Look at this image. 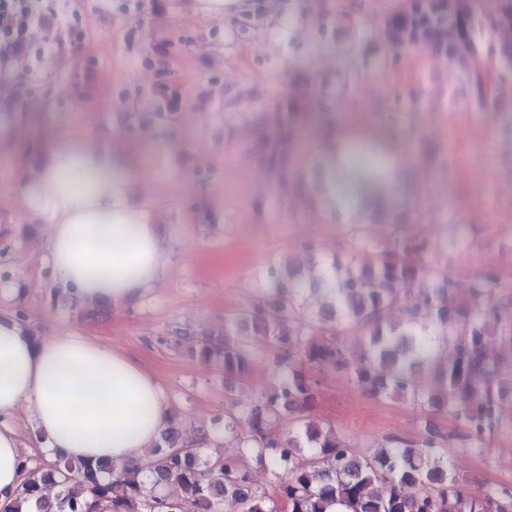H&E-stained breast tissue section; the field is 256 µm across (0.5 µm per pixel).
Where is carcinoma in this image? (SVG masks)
Here are the masks:
<instances>
[{
  "mask_svg": "<svg viewBox=\"0 0 512 512\" xmlns=\"http://www.w3.org/2000/svg\"><path fill=\"white\" fill-rule=\"evenodd\" d=\"M462 26L456 0L439 4L421 0L407 11L417 37L385 31L388 43L428 49L437 45L448 65L469 74V94L477 102L490 98L476 69L477 27L487 25L505 66H512V0H494L485 18L467 5ZM308 112H280L275 133L263 140L268 165L285 187L301 188L291 172V159L309 125ZM347 164L360 183L395 194L391 163L376 143L358 140L346 150ZM318 191L336 177L335 158L316 166ZM351 248L372 255L369 267L350 257L324 264L318 287L326 302L316 308L304 279L270 260L261 273L262 287L239 315L224 324V337L197 339L200 357L220 363L224 374L246 372L253 349L262 342L280 351L276 383L256 412L224 421V437L239 443L232 456H212L206 437L184 445L178 431L167 429L148 451L152 484L140 478L142 468L125 470L118 482L101 478L107 465L58 457L25 470L15 500L0 512H86L88 500L102 512H276L277 501L288 512H512V491L489 489L473 495L466 481L446 461V437L427 431L415 440L393 437L373 456L358 453L330 428L305 420L301 412L314 398L308 377L323 368L348 378L362 393L381 399H410L423 407L441 406L462 423L460 438L474 448L501 428L498 408L512 393V296L499 291L500 276L483 269L469 293L454 295L438 280L424 258L438 243L411 227L389 240L377 238L369 224L349 225ZM408 308L405 321L389 313ZM428 367L440 382L434 393L419 386L417 371ZM292 412L288 438L274 439L263 427ZM245 420L249 436L238 422ZM269 464L270 488L251 486L249 460ZM179 486L177 498L158 493ZM421 485L425 490L409 492Z\"/></svg>",
  "mask_w": 512,
  "mask_h": 512,
  "instance_id": "cac0c4a2",
  "label": "carcinoma"
}]
</instances>
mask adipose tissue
I'll return each mask as SVG.
<instances>
[{"label": "adipose tissue", "mask_w": 512, "mask_h": 512, "mask_svg": "<svg viewBox=\"0 0 512 512\" xmlns=\"http://www.w3.org/2000/svg\"><path fill=\"white\" fill-rule=\"evenodd\" d=\"M134 169L111 144L61 136L26 184V214L46 231L44 259L79 306L135 304L170 262L158 221L135 192ZM23 403L49 461L141 463L171 420L159 382L131 356L80 336L39 339L0 314V507L21 481L15 416Z\"/></svg>", "instance_id": "adipose-tissue-1"}]
</instances>
